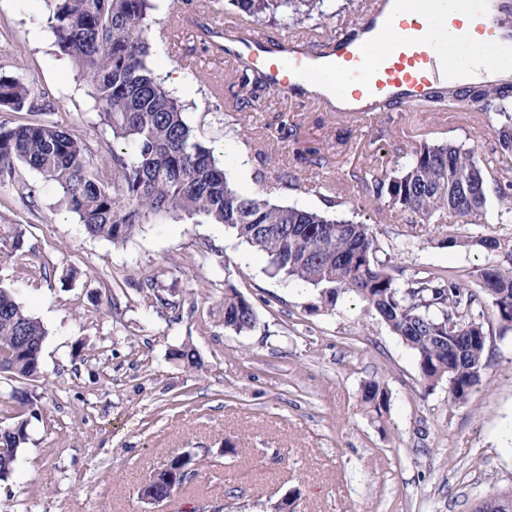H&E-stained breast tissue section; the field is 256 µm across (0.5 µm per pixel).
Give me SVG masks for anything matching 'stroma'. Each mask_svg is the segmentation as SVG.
I'll use <instances>...</instances> for the list:
<instances>
[{"label": "stroma", "mask_w": 512, "mask_h": 512, "mask_svg": "<svg viewBox=\"0 0 512 512\" xmlns=\"http://www.w3.org/2000/svg\"><path fill=\"white\" fill-rule=\"evenodd\" d=\"M230 0H157L150 65L182 74L174 93L241 194L319 209L340 195V214L376 232L395 266L434 269L477 287L479 248H451L465 232L455 217L401 223L388 206H363L361 180L391 173L416 143L466 144L492 158L497 114L390 107L330 112L263 90L239 109L237 65L206 50L196 23L220 28ZM0 68L54 104L46 119L98 146L95 166L112 165L116 142L99 122L91 89L61 55L42 0H0ZM289 126L291 136L280 132ZM326 162L297 159L306 147ZM300 187L253 179L255 150ZM20 239L25 265H0V285L47 330L30 441L0 512H201L228 499L235 512H262L289 491L297 512H472L477 500L512 487V330L487 311L482 382L452 404L448 384L425 390L411 350L358 298L327 306L317 288L271 275L267 256L202 217L157 218L120 246L90 237L60 189L18 167L0 181V243ZM254 306V330L224 326V291ZM164 304H157L156 296ZM192 345L201 364L171 357ZM386 384L391 409L377 422L359 389ZM240 447L224 456L225 444ZM197 476L152 505L137 490L150 472L185 449Z\"/></svg>", "instance_id": "1"}]
</instances>
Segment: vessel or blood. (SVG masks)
<instances>
[{
    "label": "vessel or blood",
    "mask_w": 512,
    "mask_h": 512,
    "mask_svg": "<svg viewBox=\"0 0 512 512\" xmlns=\"http://www.w3.org/2000/svg\"><path fill=\"white\" fill-rule=\"evenodd\" d=\"M365 38L285 36L278 44L225 20V60L262 72L279 96L302 105L342 100L355 112L409 105L438 87L461 90L472 60L489 48L512 53V0H365ZM447 30L452 46L434 30Z\"/></svg>",
    "instance_id": "b4317fda"
}]
</instances>
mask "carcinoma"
<instances>
[{
    "instance_id": "obj_1",
    "label": "carcinoma",
    "mask_w": 512,
    "mask_h": 512,
    "mask_svg": "<svg viewBox=\"0 0 512 512\" xmlns=\"http://www.w3.org/2000/svg\"><path fill=\"white\" fill-rule=\"evenodd\" d=\"M234 17L249 25L281 21L290 33L307 35L324 0H234ZM47 21L61 53L73 62L93 89L95 109L124 150L112 153V169H94L89 144L58 124L27 122L0 126V178H11L22 163L56 183L88 235L122 244L156 217L203 216L222 224L241 242L264 253L273 273L320 289L333 307L345 294L358 297L414 353L426 388L448 381V396L464 404L486 367L485 302L495 307L503 327L512 328V234L468 233L448 237L451 247L479 246L486 252L479 290L442 272L404 269L393 275L389 260L370 225L331 213L338 202L312 210L279 204L260 195L245 196L231 184L213 150L184 117L183 103L154 74L151 56L154 0H44ZM251 104L263 90L239 76ZM476 112L504 118L496 130L502 157L512 156V84H483L459 93L436 90L419 103L424 111L460 102ZM0 106L15 112H47L31 85L0 69ZM254 180L267 181L272 157L254 154ZM510 166L479 165L462 144L424 140L409 160L386 178L365 184L368 202L387 200L403 224L427 223L435 216L470 217L486 205L487 187L498 188L504 211L512 215ZM20 242L0 246V263L24 265ZM224 328L238 334L257 325L252 304L236 289L224 290ZM44 325L0 285V372L19 385L9 399L20 412L0 426V481H8L19 454L30 440L34 396L21 382L40 369ZM363 410L381 422L390 412V395L378 380L360 389ZM512 488L478 500L472 512H505Z\"/></svg>"
}]
</instances>
